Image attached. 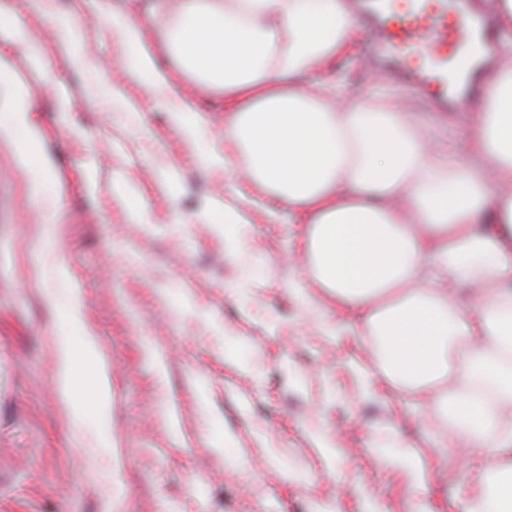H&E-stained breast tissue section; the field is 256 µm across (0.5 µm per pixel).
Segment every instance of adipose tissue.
Wrapping results in <instances>:
<instances>
[{
	"mask_svg": "<svg viewBox=\"0 0 512 512\" xmlns=\"http://www.w3.org/2000/svg\"><path fill=\"white\" fill-rule=\"evenodd\" d=\"M162 38L144 40L146 26ZM112 29L138 46V73L169 88L178 71L224 95V169L303 224V258L328 301L375 336L376 362L446 422L445 447L484 456L465 494L512 512V56L486 83L466 154L432 147L406 106L338 90L325 71L351 48L344 0H152L146 21ZM9 131L32 186L52 171L37 153L30 90L0 65ZM59 332L60 391L94 336Z\"/></svg>",
	"mask_w": 512,
	"mask_h": 512,
	"instance_id": "obj_1",
	"label": "adipose tissue"
}]
</instances>
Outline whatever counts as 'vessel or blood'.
<instances>
[{
	"instance_id": "1",
	"label": "vessel or blood",
	"mask_w": 512,
	"mask_h": 512,
	"mask_svg": "<svg viewBox=\"0 0 512 512\" xmlns=\"http://www.w3.org/2000/svg\"><path fill=\"white\" fill-rule=\"evenodd\" d=\"M487 17L466 0H375L365 22L396 77L448 109L482 92L473 53L489 40Z\"/></svg>"
}]
</instances>
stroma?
Returning a JSON list of instances; mask_svg holds the SVG:
<instances>
[{"label": "stroma", "mask_w": 512, "mask_h": 512, "mask_svg": "<svg viewBox=\"0 0 512 512\" xmlns=\"http://www.w3.org/2000/svg\"><path fill=\"white\" fill-rule=\"evenodd\" d=\"M145 4L0 0L47 35L48 68L1 35L0 56L33 90L58 172L30 195L18 142L0 133V512H466L469 461L381 374L368 336L327 330L320 288L288 260L300 225L201 164L224 150L223 96L137 76L107 20ZM60 17L74 39L50 37ZM374 43L361 29L337 81L366 102L399 98L430 140L466 144L473 108L437 111L375 62ZM186 101L204 139L173 114ZM74 303L72 337H95L112 388L104 417L94 365L58 389Z\"/></svg>", "instance_id": "obj_1"}]
</instances>
